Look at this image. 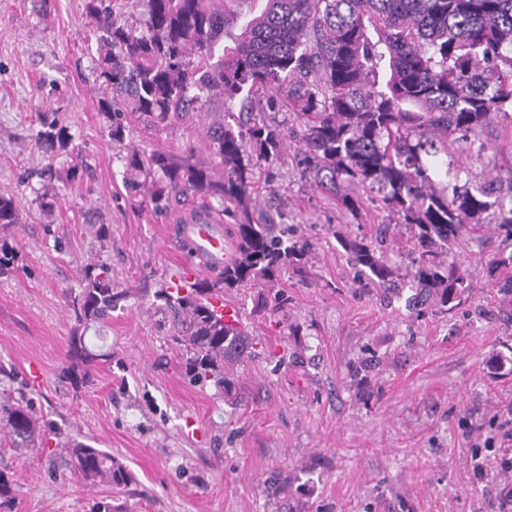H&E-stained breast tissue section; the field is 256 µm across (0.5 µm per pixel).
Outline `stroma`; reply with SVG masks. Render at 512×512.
Instances as JSON below:
<instances>
[{
  "mask_svg": "<svg viewBox=\"0 0 512 512\" xmlns=\"http://www.w3.org/2000/svg\"><path fill=\"white\" fill-rule=\"evenodd\" d=\"M86 0H0V194L21 224L0 230L15 254L0 273V396L29 400L42 417L38 448L0 436V470L17 490L14 512H505L495 479L474 474L512 430V302L479 278L452 313L417 314L407 303L409 233L365 201L355 213L302 177L296 147H284L254 187V220L298 224L311 243L303 276H282L224 298L242 311L256 355L236 367V398L190 382L166 340L153 293L189 258L170 234L186 207L139 210L124 186L128 147L210 155L205 123L221 103L160 129L133 124L112 140L98 114L96 45ZM42 112L58 113L72 141L47 157L34 134ZM482 153L461 181L496 179L512 191V122L473 137ZM87 157L93 176L63 185L37 176ZM110 234H97L99 225ZM385 237L399 273L394 289L359 288L337 233ZM487 224L467 233L451 259L482 269L505 249ZM132 289L110 321L78 324L65 295L91 257ZM283 293L281 311L259 310L256 293ZM112 354L82 387L63 374L68 341ZM41 380L29 375L30 364ZM104 450L130 470L124 488L86 484L65 444Z\"/></svg>",
  "mask_w": 512,
  "mask_h": 512,
  "instance_id": "obj_1",
  "label": "stroma"
}]
</instances>
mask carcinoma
<instances>
[{
	"instance_id": "carcinoma-1",
	"label": "carcinoma",
	"mask_w": 512,
	"mask_h": 512,
	"mask_svg": "<svg viewBox=\"0 0 512 512\" xmlns=\"http://www.w3.org/2000/svg\"><path fill=\"white\" fill-rule=\"evenodd\" d=\"M144 5L134 26L116 15L112 0L86 3L96 24L93 69L108 135L124 139L133 120L159 129L210 101L221 102L227 116L205 128L214 165L163 151L145 155L134 146L124 156L129 196L153 212L197 197L201 207L190 217L221 214L233 221L227 233L237 241L235 254L214 279L154 293L174 327L168 341L192 381L211 380L231 395L233 367L254 355L253 339L226 325L210 299L226 288L297 272L307 256L308 243L288 225L256 224L249 212L256 171L291 139L317 189L351 212L373 194L412 233L414 304L450 312L479 275L512 295V252L480 271L445 259L490 214L512 235V203L489 181L459 184L460 168L448 161V138L464 161L471 157V134L494 119L512 120V0H266L243 22L224 0ZM230 28L238 33L226 44ZM285 87L300 130L229 122L235 105L244 110L258 92L272 99ZM69 141L55 113L40 114L35 142L44 153L64 151ZM19 223L13 197L0 194V227ZM336 239L360 286H395L397 272L374 242L339 231ZM81 282L68 300L79 323L111 320L132 295L114 287L112 269L101 261L84 266ZM108 357L75 334L64 372L83 384ZM0 429L13 447L33 448L40 423L27 402L7 399L0 402ZM68 455L73 473L86 482H133L122 464L89 444L71 443ZM15 500L13 480L0 471V512H12Z\"/></svg>"
}]
</instances>
